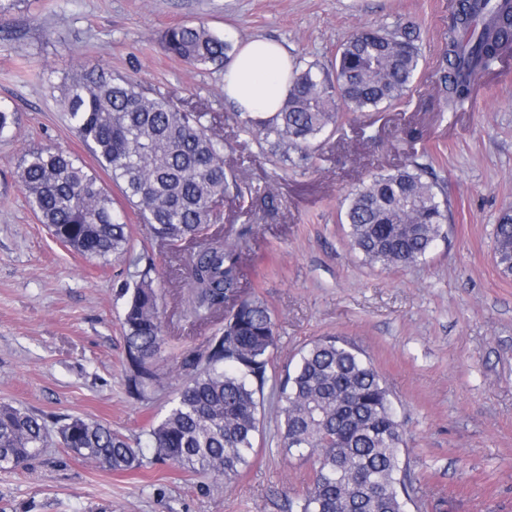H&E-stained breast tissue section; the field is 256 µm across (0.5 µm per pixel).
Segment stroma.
<instances>
[{"label": "stroma", "instance_id": "obj_1", "mask_svg": "<svg viewBox=\"0 0 512 512\" xmlns=\"http://www.w3.org/2000/svg\"><path fill=\"white\" fill-rule=\"evenodd\" d=\"M454 0H20L0 15V103L17 112L0 139V402L102 422L144 440L179 383L175 356L213 325L187 311L189 250L173 252L133 224V253L159 272L169 346L164 387L129 398L121 329L127 260L88 261L57 241L17 181L25 150L89 153L56 96L61 78L98 65L207 112L224 138L237 182L211 233L242 252L241 285L277 322L273 373L308 342L343 337L384 378L406 430L402 460L420 489L419 512H512V275L493 259L500 212L512 206V51L485 75L461 112L445 111L434 71L448 42ZM411 20L423 60L405 103L348 112L311 164L281 168L224 100L222 69L165 55L170 26L205 21L232 43L264 36L295 61L332 69L357 30ZM448 183L444 237L426 262L366 264L339 221L345 195L374 172L412 160ZM276 392L267 389L257 455L236 480L146 463L113 471L52 443L37 459L0 471V512H288L309 485L314 459L284 456Z\"/></svg>", "mask_w": 512, "mask_h": 512}]
</instances>
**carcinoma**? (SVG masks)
<instances>
[{"label": "carcinoma", "instance_id": "obj_1", "mask_svg": "<svg viewBox=\"0 0 512 512\" xmlns=\"http://www.w3.org/2000/svg\"><path fill=\"white\" fill-rule=\"evenodd\" d=\"M420 29L400 21L352 34L338 49L331 72L307 64L292 72L280 112L242 124L261 148L286 166L291 155L309 161L333 135L343 112H376L408 93L422 60ZM163 51L194 66H222L233 44L203 21L168 28ZM512 48V0H458L450 16L448 46L436 68V87L454 112L478 81ZM70 128L111 179L121 199L73 153L37 148L23 153L17 177L29 207L52 235L82 257L107 263L124 257L135 268L125 283L122 327L126 387L144 401L163 387L158 361L168 341L154 262L129 249L128 213L154 237L189 258L188 304L194 317L224 312L220 332L179 361L181 382L164 416L146 432L153 458L230 481L253 458L265 388L277 346L268 303L241 290L242 255L207 233L216 223L214 202L230 187L224 139L205 112L181 108L175 96L146 92L137 82L97 65L68 72L57 86ZM17 123L0 104V138ZM448 187L417 163L376 173L346 198L344 220L353 250L371 265L409 266L426 260L443 235ZM496 266L512 275V209L494 229ZM282 452L314 456L318 464L291 512H408L419 501L402 465L404 430L385 380L353 343L322 336L305 345L294 366L276 378ZM56 437L68 453L113 471L143 466V448L98 421L57 419ZM50 431L43 417L0 402V471L40 456Z\"/></svg>", "mask_w": 512, "mask_h": 512}]
</instances>
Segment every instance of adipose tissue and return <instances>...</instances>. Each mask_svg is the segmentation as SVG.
<instances>
[{"label": "adipose tissue", "instance_id": "1", "mask_svg": "<svg viewBox=\"0 0 512 512\" xmlns=\"http://www.w3.org/2000/svg\"><path fill=\"white\" fill-rule=\"evenodd\" d=\"M291 68L278 42L262 36L241 42L224 68V98L242 115L271 118L288 93Z\"/></svg>", "mask_w": 512, "mask_h": 512}]
</instances>
